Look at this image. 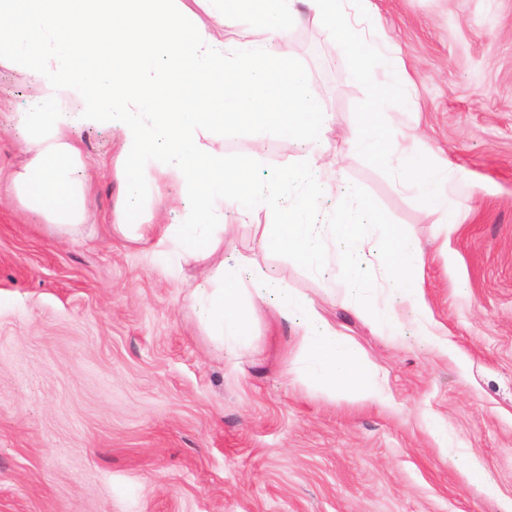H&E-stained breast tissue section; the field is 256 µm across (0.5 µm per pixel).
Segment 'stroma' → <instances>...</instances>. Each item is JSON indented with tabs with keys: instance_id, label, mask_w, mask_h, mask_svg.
Returning <instances> with one entry per match:
<instances>
[{
	"instance_id": "stroma-1",
	"label": "stroma",
	"mask_w": 512,
	"mask_h": 512,
	"mask_svg": "<svg viewBox=\"0 0 512 512\" xmlns=\"http://www.w3.org/2000/svg\"><path fill=\"white\" fill-rule=\"evenodd\" d=\"M371 5V21L349 18L404 60L414 102L389 124L451 162L447 213L343 150L338 133L355 126L365 91L311 14L288 54L334 116L345 179L425 244V298L457 356L411 331L372 333L263 247V209L244 224L227 214L232 230L210 258L162 266L152 243L112 228L114 128L65 130L90 209L79 233L49 231L9 191L30 159L19 113L37 90L0 67V512H501L512 501V0ZM232 251L314 298L376 365L386 404L296 381L293 330L264 307L250 345L217 349L189 294ZM461 454L485 483L462 478Z\"/></svg>"
}]
</instances>
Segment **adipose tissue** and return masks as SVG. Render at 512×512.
<instances>
[{
	"label": "adipose tissue",
	"instance_id": "1",
	"mask_svg": "<svg viewBox=\"0 0 512 512\" xmlns=\"http://www.w3.org/2000/svg\"><path fill=\"white\" fill-rule=\"evenodd\" d=\"M244 299L271 305L281 321L293 325L292 372L301 382L334 397L385 402L375 366L314 300L239 259L215 265L206 282L193 290V307L213 342L232 349L249 339L250 326L239 308Z\"/></svg>",
	"mask_w": 512,
	"mask_h": 512
}]
</instances>
